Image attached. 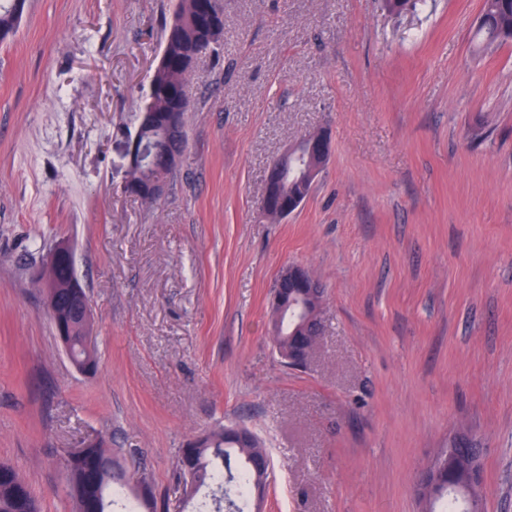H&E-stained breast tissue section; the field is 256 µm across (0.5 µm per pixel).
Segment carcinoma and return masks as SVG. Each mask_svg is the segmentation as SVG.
<instances>
[{"label": "carcinoma", "mask_w": 512, "mask_h": 512, "mask_svg": "<svg viewBox=\"0 0 512 512\" xmlns=\"http://www.w3.org/2000/svg\"><path fill=\"white\" fill-rule=\"evenodd\" d=\"M219 0H176L173 19L166 30L161 58L149 80L144 112L155 114L151 123L137 118L135 134L149 143L162 144L168 155L155 166L130 169L127 191L147 203H153L160 195L150 189V183H169L186 150V112L190 111V75L188 65L201 56L212 52L219 43L223 25L212 30L209 19L213 16L224 19V9L217 8ZM481 15L485 22L476 30L475 36L488 43L505 41L512 36V0H483ZM19 17L12 10V0H0V42L14 36ZM177 114V127L169 134L167 119ZM322 163V159L307 154L298 147L295 157L288 159V171L283 175L279 188L283 197L296 194L307 197L313 180L306 175ZM48 278L53 284L49 289L55 297L57 307L69 310L72 293L67 287L78 278L76 267L64 260L58 261ZM286 295L308 307L311 324H319L320 305L309 299L300 288L286 289ZM301 309L277 316L275 321V345L282 359H288V349L303 347L314 350L321 333L312 334L307 328L297 325ZM80 330L74 331L70 347L71 358L76 363L86 362L94 370L98 365L96 350L81 342ZM80 465L63 458L65 481L75 507V512H112L115 499L127 492L134 499L130 512H156L155 498L146 483L136 479L121 468L114 459V452L105 438L100 437L83 450ZM467 457L460 456L442 468L430 467L427 483L419 488V495L429 504V512H469L468 499L457 484L463 479V463ZM179 479L186 485L209 493L196 505L193 512H245L247 497L258 483L267 482L272 468L271 456L263 442L257 437L241 439L224 427L213 430L190 442L180 450L177 460ZM0 512H40L36 495L12 466L0 463Z\"/></svg>", "instance_id": "obj_1"}]
</instances>
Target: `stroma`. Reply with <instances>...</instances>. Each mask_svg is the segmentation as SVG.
<instances>
[{
    "mask_svg": "<svg viewBox=\"0 0 512 512\" xmlns=\"http://www.w3.org/2000/svg\"><path fill=\"white\" fill-rule=\"evenodd\" d=\"M482 0H224L192 77L165 195L127 193L173 0H27L0 44V462L72 512L61 460L105 435L179 512L177 455L242 426L274 468L263 512H421L443 448L480 451L484 512H512V42ZM326 131L301 207L270 220L268 169ZM69 239L95 371L65 355L32 280ZM291 264L325 288L307 367L270 326ZM481 15L485 22L475 36L487 43L508 41L505 37L512 36V0H483Z\"/></svg>",
    "mask_w": 512,
    "mask_h": 512,
    "instance_id": "1",
    "label": "stroma"
}]
</instances>
